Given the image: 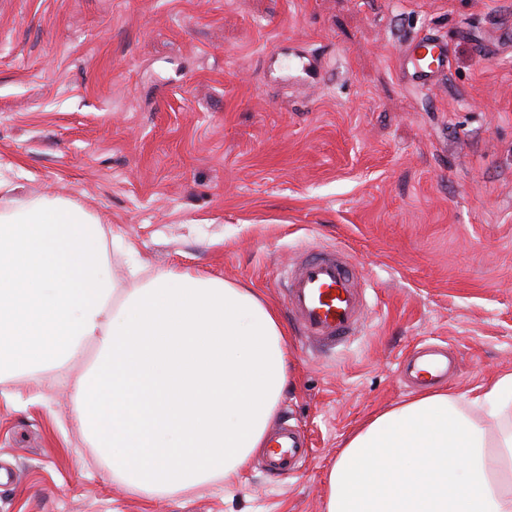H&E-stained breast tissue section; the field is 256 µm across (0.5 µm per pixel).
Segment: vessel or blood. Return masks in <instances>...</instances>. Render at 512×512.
Segmentation results:
<instances>
[{"label":"vessel or blood","mask_w":512,"mask_h":512,"mask_svg":"<svg viewBox=\"0 0 512 512\" xmlns=\"http://www.w3.org/2000/svg\"><path fill=\"white\" fill-rule=\"evenodd\" d=\"M404 64L414 77L429 83L449 65L448 47L433 33L415 39ZM288 68L296 82H321L325 64L313 54H289ZM365 296L348 256L315 252L301 256L286 272V307L290 318L310 341L340 344L358 333ZM448 372L447 363L431 358L419 362L412 374L416 384H429ZM304 452V442L291 430L279 428L269 435L266 465L271 473L288 471Z\"/></svg>","instance_id":"b4317fda"}]
</instances>
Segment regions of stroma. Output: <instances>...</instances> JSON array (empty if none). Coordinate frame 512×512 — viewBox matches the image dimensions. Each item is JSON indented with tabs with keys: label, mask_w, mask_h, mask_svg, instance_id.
Returning a JSON list of instances; mask_svg holds the SVG:
<instances>
[{
	"label": "stroma",
	"mask_w": 512,
	"mask_h": 512,
	"mask_svg": "<svg viewBox=\"0 0 512 512\" xmlns=\"http://www.w3.org/2000/svg\"><path fill=\"white\" fill-rule=\"evenodd\" d=\"M428 31L449 70L423 87L399 61ZM282 44L323 83L270 71ZM0 176L100 216L120 287L135 261L253 288L288 334L278 418L310 448L292 476L257 451L228 482L133 492L69 396L91 343L0 383V512H325L347 435L415 396L416 348L447 346L459 393L512 373V0H0ZM336 249L367 306L322 352L277 280ZM288 69L298 83L316 85L321 82L324 72V61L313 54H294L288 48Z\"/></svg>",
	"instance_id": "35a3bbf8"
}]
</instances>
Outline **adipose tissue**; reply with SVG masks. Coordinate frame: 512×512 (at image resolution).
Instances as JSON below:
<instances>
[{"instance_id": "ef3b65f1", "label": "adipose tissue", "mask_w": 512, "mask_h": 512, "mask_svg": "<svg viewBox=\"0 0 512 512\" xmlns=\"http://www.w3.org/2000/svg\"><path fill=\"white\" fill-rule=\"evenodd\" d=\"M98 363L72 396L113 478L146 496L229 480L264 447L288 337L251 290L163 272L119 288L99 217L0 179V382ZM326 512H512V373L370 417L327 475Z\"/></svg>"}]
</instances>
